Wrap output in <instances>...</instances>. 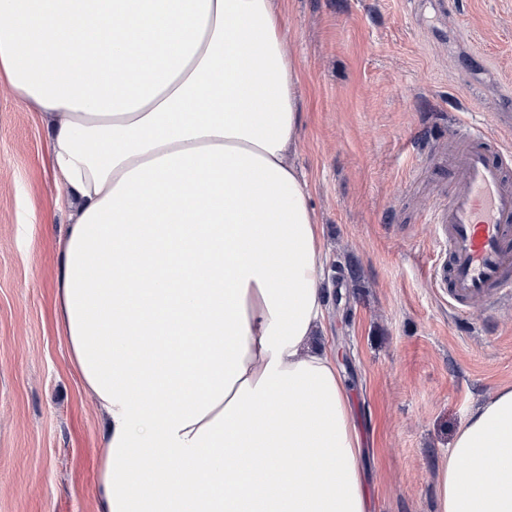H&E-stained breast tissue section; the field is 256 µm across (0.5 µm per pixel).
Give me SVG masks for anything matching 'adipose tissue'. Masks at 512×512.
I'll use <instances>...</instances> for the list:
<instances>
[{
	"instance_id": "adipose-tissue-1",
	"label": "adipose tissue",
	"mask_w": 512,
	"mask_h": 512,
	"mask_svg": "<svg viewBox=\"0 0 512 512\" xmlns=\"http://www.w3.org/2000/svg\"><path fill=\"white\" fill-rule=\"evenodd\" d=\"M0 76L66 190L55 312L104 430L96 512H367L290 160L279 0H0ZM438 512H512V387L459 430Z\"/></svg>"
}]
</instances>
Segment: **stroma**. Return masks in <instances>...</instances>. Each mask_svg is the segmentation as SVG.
Here are the masks:
<instances>
[{
    "mask_svg": "<svg viewBox=\"0 0 512 512\" xmlns=\"http://www.w3.org/2000/svg\"><path fill=\"white\" fill-rule=\"evenodd\" d=\"M294 158L323 229L325 341L361 438L369 512H437L470 413L512 386V301L453 311L424 208L448 128L511 112L512 0H283ZM36 110L0 80V512H95L98 410L55 317L69 221Z\"/></svg>",
    "mask_w": 512,
    "mask_h": 512,
    "instance_id": "stroma-1",
    "label": "stroma"
}]
</instances>
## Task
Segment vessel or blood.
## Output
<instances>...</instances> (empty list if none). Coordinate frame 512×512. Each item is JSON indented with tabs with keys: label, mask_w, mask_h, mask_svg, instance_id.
<instances>
[{
	"label": "vessel or blood",
	"mask_w": 512,
	"mask_h": 512,
	"mask_svg": "<svg viewBox=\"0 0 512 512\" xmlns=\"http://www.w3.org/2000/svg\"><path fill=\"white\" fill-rule=\"evenodd\" d=\"M449 167L463 189L441 188L427 222L444 247L435 278L453 309L512 299V151L486 132L452 127Z\"/></svg>",
	"instance_id": "vessel-or-blood-1"
}]
</instances>
